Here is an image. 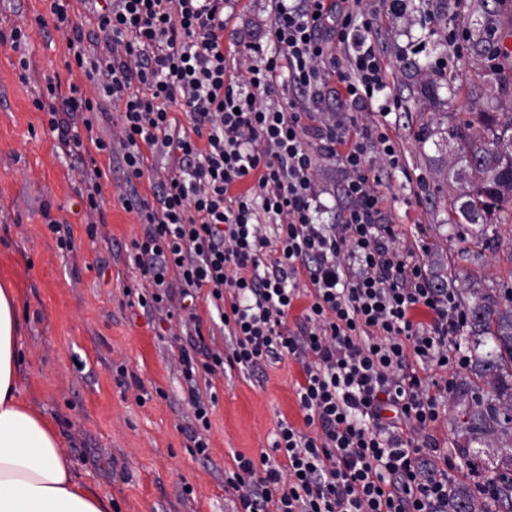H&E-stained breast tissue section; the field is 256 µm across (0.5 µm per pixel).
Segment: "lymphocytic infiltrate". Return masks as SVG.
<instances>
[{"mask_svg":"<svg viewBox=\"0 0 512 512\" xmlns=\"http://www.w3.org/2000/svg\"><path fill=\"white\" fill-rule=\"evenodd\" d=\"M46 2L38 24L66 32L64 63L94 91L51 77L33 104L91 167L85 212L104 211L98 156L125 174L120 201L143 227L130 243L137 304L190 338L178 360L191 448L208 450L217 403L199 375L286 358L301 368L302 425L280 421L270 451L235 454L224 473L238 512H448L456 462L432 431L469 362V315L387 215L374 165L403 166L388 129L316 115L325 90L361 113L387 88L362 0H274L273 51L236 71L224 54L236 0H79L80 15L72 0ZM282 76L297 91L285 102L274 94ZM106 122L111 136L94 135ZM152 157L167 167L147 198L138 186ZM326 159L345 173L335 224L312 215ZM178 297L205 298L208 318L178 319ZM206 321L223 346L205 345Z\"/></svg>","mask_w":512,"mask_h":512,"instance_id":"1","label":"lymphocytic infiltrate"}]
</instances>
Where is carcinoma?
<instances>
[{
	"instance_id": "carcinoma-1",
	"label": "carcinoma",
	"mask_w": 512,
	"mask_h": 512,
	"mask_svg": "<svg viewBox=\"0 0 512 512\" xmlns=\"http://www.w3.org/2000/svg\"><path fill=\"white\" fill-rule=\"evenodd\" d=\"M480 79L494 111L483 113L479 131L468 120L448 126L452 177L461 186L449 198L448 223L479 225V243L490 250L497 238L493 216L512 218V113L497 111L504 73L491 66ZM444 87L453 88V81L441 76L423 82L418 93L438 105ZM472 295L469 375L456 397L461 453L491 490L484 512H512V288H474ZM475 499V487L448 484V512H472Z\"/></svg>"
}]
</instances>
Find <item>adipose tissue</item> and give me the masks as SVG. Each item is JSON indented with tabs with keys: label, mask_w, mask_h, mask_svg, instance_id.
<instances>
[{
	"label": "adipose tissue",
	"mask_w": 512,
	"mask_h": 512,
	"mask_svg": "<svg viewBox=\"0 0 512 512\" xmlns=\"http://www.w3.org/2000/svg\"><path fill=\"white\" fill-rule=\"evenodd\" d=\"M17 299L0 284V512H110L81 484L54 428L17 394Z\"/></svg>",
	"instance_id": "obj_1"
}]
</instances>
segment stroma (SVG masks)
Returning a JSON list of instances; mask_svg holds the SVG:
<instances>
[{"label": "stroma", "mask_w": 512, "mask_h": 512, "mask_svg": "<svg viewBox=\"0 0 512 512\" xmlns=\"http://www.w3.org/2000/svg\"><path fill=\"white\" fill-rule=\"evenodd\" d=\"M473 0H429L426 13H394L390 0H364L366 35L380 55L399 110L371 118L390 127L405 165L386 180L387 208L408 239H423L432 278L467 303L468 289L512 286V230L502 229L494 253L481 252L472 235L450 232L448 181L452 156L446 129L458 113L479 122L488 103L477 71L488 61L473 47L475 30L455 24ZM271 0H240L224 22V50L231 64L253 59L272 45ZM45 0H0V32L27 28L30 68L19 77L18 55L0 44V282L17 295L20 399L59 433L81 483L111 502V512H235L224 492V470L233 454L270 450L277 423L298 421L294 361L266 364L255 375L212 376L217 404L210 417L207 456L193 454L185 429L190 408L175 341L158 316L128 304L126 289L140 273L128 248L142 227L119 196L121 169L102 183L105 222L88 235L92 218L78 195L87 172L63 150L33 99L46 78L89 87L80 70L66 71L67 36L39 27ZM457 46L449 48L448 34ZM426 70L443 69L456 92L442 106L420 99L424 72L406 71L418 42ZM341 165L324 161L317 172V218L332 224L339 210ZM68 220L74 249L59 250L46 218ZM126 366L132 378L120 380Z\"/></svg>", "instance_id": "35a3bbf8"}]
</instances>
